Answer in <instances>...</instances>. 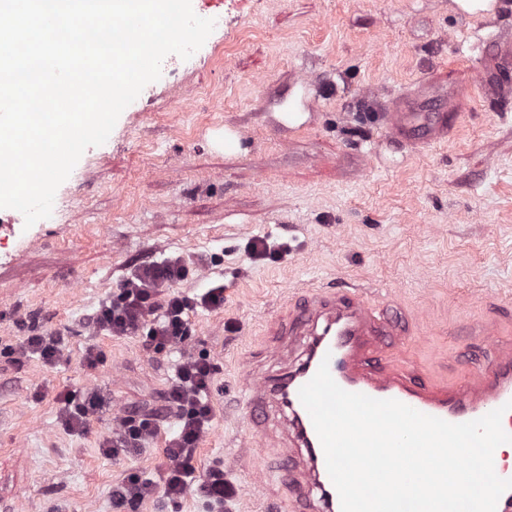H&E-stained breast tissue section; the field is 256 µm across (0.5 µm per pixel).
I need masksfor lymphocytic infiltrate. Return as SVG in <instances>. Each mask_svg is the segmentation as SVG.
<instances>
[{
	"mask_svg": "<svg viewBox=\"0 0 512 512\" xmlns=\"http://www.w3.org/2000/svg\"><path fill=\"white\" fill-rule=\"evenodd\" d=\"M190 273L189 264L178 256L143 265L124 280L115 300L100 305L92 317L94 329L113 336L143 337L146 347L158 353L184 346L191 335L190 312L224 307V288L220 285L193 298L174 291V284L187 280ZM214 374L206 355L180 357L164 395L166 409L177 422L176 432L165 441L164 464L153 478L129 473L112 489L114 506L121 508L157 495L175 504L192 492L202 499L208 512H224V499L231 489L224 481L223 468L213 467L200 475L193 463L196 449L213 422L210 389ZM57 401L63 424L72 433L83 432L101 404L93 390L79 400L71 393H61ZM158 432L157 413L131 411L116 421L111 435L101 444L102 452L112 458L129 455Z\"/></svg>",
	"mask_w": 512,
	"mask_h": 512,
	"instance_id": "f902f5d3",
	"label": "lymphocytic infiltrate"
}]
</instances>
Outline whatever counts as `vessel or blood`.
I'll use <instances>...</instances> for the list:
<instances>
[{
  "label": "vessel or blood",
  "mask_w": 512,
  "mask_h": 512,
  "mask_svg": "<svg viewBox=\"0 0 512 512\" xmlns=\"http://www.w3.org/2000/svg\"><path fill=\"white\" fill-rule=\"evenodd\" d=\"M481 85L499 97L512 96V40L499 43L481 69ZM412 96L393 104L391 136L426 143L445 134L442 112L416 113ZM420 316L410 325L392 322L380 298L365 287H311L289 303L287 313L265 322L271 341L262 358L247 357L243 414L249 439L275 449L285 467L281 501L287 512H341L325 455L309 413L299 398L321 363H328L344 390L375 399H395L447 422H469L504 408L502 426L512 433V331L491 323L483 331L490 367L448 383L422 377L395 336H411L423 327Z\"/></svg>",
  "instance_id": "1"
}]
</instances>
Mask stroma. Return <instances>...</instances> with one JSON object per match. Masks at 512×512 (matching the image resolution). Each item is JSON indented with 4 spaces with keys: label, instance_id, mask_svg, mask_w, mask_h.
Segmentation results:
<instances>
[{
    "label": "stroma",
    "instance_id": "35a3bbf8",
    "mask_svg": "<svg viewBox=\"0 0 512 512\" xmlns=\"http://www.w3.org/2000/svg\"><path fill=\"white\" fill-rule=\"evenodd\" d=\"M192 4L203 18L223 14V27L175 82L147 84L78 161L55 195L60 218L0 230V512H113L124 476L155 475L174 417L132 456L99 445L129 409H160L180 354L90 322L149 262H189L185 295L224 288L223 309L191 317L188 348L216 367L202 471L247 432L239 361L298 285L395 289L392 320L420 311L428 329L392 343L427 378L487 369L482 328L512 325V120L499 116L512 103L491 104L479 79L498 38H512V0ZM404 92L422 112L460 102L447 138H391V102ZM257 238L281 258L251 259ZM50 331L67 339L59 363H15L21 337ZM91 345L103 355L93 370L82 362ZM93 388L102 412L67 431L57 395ZM254 468L267 493L245 492ZM282 475L272 449H253L245 469L224 473L235 489L224 512H269Z\"/></svg>",
    "mask_w": 512,
    "mask_h": 512
}]
</instances>
